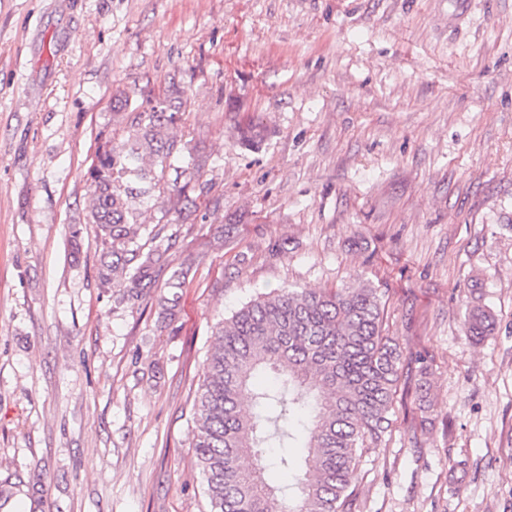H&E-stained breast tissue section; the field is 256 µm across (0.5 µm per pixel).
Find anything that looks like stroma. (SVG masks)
I'll return each mask as SVG.
<instances>
[{
	"instance_id": "stroma-1",
	"label": "stroma",
	"mask_w": 512,
	"mask_h": 512,
	"mask_svg": "<svg viewBox=\"0 0 512 512\" xmlns=\"http://www.w3.org/2000/svg\"><path fill=\"white\" fill-rule=\"evenodd\" d=\"M172 85L196 208L143 204L179 237L116 309L87 170ZM363 283L403 357L355 512H512V0H0V512H208L213 325ZM494 330V319L486 310L476 308L472 310L466 321V333L475 343L482 342Z\"/></svg>"
}]
</instances>
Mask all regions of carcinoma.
<instances>
[{
    "label": "carcinoma",
    "mask_w": 512,
    "mask_h": 512,
    "mask_svg": "<svg viewBox=\"0 0 512 512\" xmlns=\"http://www.w3.org/2000/svg\"><path fill=\"white\" fill-rule=\"evenodd\" d=\"M180 109L173 85L126 126L123 140L101 143L88 170L89 222L107 245L99 279L112 287L116 309L155 287L177 240L170 224L146 228L140 206L155 197L171 159L188 150L175 133ZM204 164L195 159L176 175L185 178L179 193L186 210L195 206L188 189ZM383 314L382 297L369 285L284 288L212 327L192 443L209 512H353L355 472L363 451L388 430L400 379L401 354L382 334ZM493 330L490 313H469L473 342ZM295 446L305 457L296 502L285 506L265 479L263 449Z\"/></svg>",
    "instance_id": "carcinoma-1"
}]
</instances>
